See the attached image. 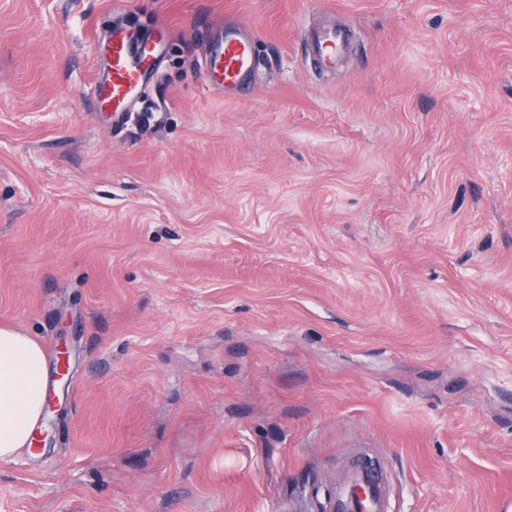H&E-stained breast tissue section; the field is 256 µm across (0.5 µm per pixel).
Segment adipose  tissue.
Wrapping results in <instances>:
<instances>
[{
  "label": "adipose tissue",
  "instance_id": "obj_1",
  "mask_svg": "<svg viewBox=\"0 0 512 512\" xmlns=\"http://www.w3.org/2000/svg\"><path fill=\"white\" fill-rule=\"evenodd\" d=\"M48 397L45 352L32 337L0 328V459L26 448Z\"/></svg>",
  "mask_w": 512,
  "mask_h": 512
}]
</instances>
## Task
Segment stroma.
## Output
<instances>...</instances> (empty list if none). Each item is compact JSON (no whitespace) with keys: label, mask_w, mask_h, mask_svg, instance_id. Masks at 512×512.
<instances>
[{"label":"stroma","mask_w":512,"mask_h":512,"mask_svg":"<svg viewBox=\"0 0 512 512\" xmlns=\"http://www.w3.org/2000/svg\"><path fill=\"white\" fill-rule=\"evenodd\" d=\"M154 21L113 124L96 45ZM2 326L71 378L0 512H319L360 454L394 512H512V0H0ZM224 39L202 50L205 74L212 85L240 87L255 72L252 42L234 24H226ZM350 33L339 25L319 26L309 32L305 42V58L315 57L319 66L335 68L336 60L348 44Z\"/></svg>","instance_id":"stroma-1"}]
</instances>
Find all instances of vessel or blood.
<instances>
[{
    "mask_svg": "<svg viewBox=\"0 0 512 512\" xmlns=\"http://www.w3.org/2000/svg\"><path fill=\"white\" fill-rule=\"evenodd\" d=\"M168 36L161 24L145 31L116 28L101 40L104 68L97 78L98 111L111 113L119 123L144 99ZM349 39L348 29L336 24L314 28L306 38L305 56L316 59L321 67H335ZM202 59L214 85L243 86L255 71L252 42L233 24L226 25L218 44L203 49ZM329 512H391V486L381 473L349 467L336 478Z\"/></svg>",
    "mask_w": 512,
    "mask_h": 512,
    "instance_id": "vessel-or-blood-1",
    "label": "vessel or blood"
}]
</instances>
